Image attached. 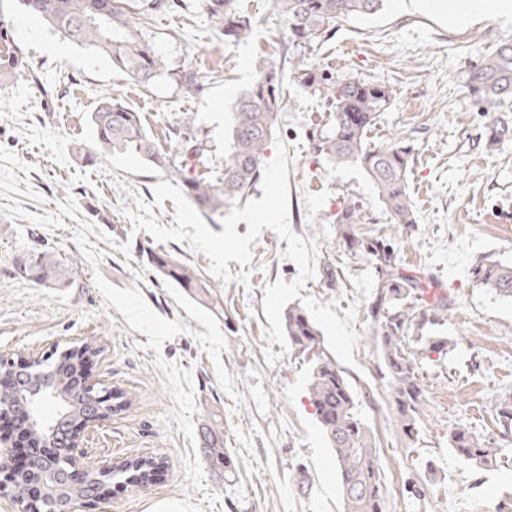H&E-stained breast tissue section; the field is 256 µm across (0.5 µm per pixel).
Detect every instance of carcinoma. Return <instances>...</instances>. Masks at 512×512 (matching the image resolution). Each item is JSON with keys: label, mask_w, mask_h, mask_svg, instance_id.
Listing matches in <instances>:
<instances>
[{"label": "carcinoma", "mask_w": 512, "mask_h": 512, "mask_svg": "<svg viewBox=\"0 0 512 512\" xmlns=\"http://www.w3.org/2000/svg\"><path fill=\"white\" fill-rule=\"evenodd\" d=\"M17 9L39 17L53 31L105 57L112 68L127 73L143 85L165 70L163 57L142 36V24L158 11L179 6L178 0H15ZM384 0H272L273 8L288 23V40L298 48L325 38L331 27L349 17H367L378 12ZM224 39L249 36L251 20L237 0H202ZM9 24L0 19V86L26 72L21 50L12 45ZM255 83L234 105L228 147L224 149L222 173L212 179L189 168L206 167L203 149L191 143L187 125L172 130L179 138L184 160L161 151L144 128L140 113L103 95L92 112L95 147L78 151V157L93 163L112 153H132L169 177L204 216L224 214V208L244 202L260 181L266 151L276 134L278 114L285 107L283 72L269 60L258 63ZM289 73L312 91L329 111L326 128L312 136L313 152L333 166H357L372 182L382 211L391 223L406 227L416 223L409 194L408 171L414 160L411 143L397 138L381 145L368 140V133L389 108L391 92L357 80H338L331 69L311 62L298 50L290 57ZM467 88L484 112H505L512 103V44H503L468 71ZM364 213L354 202L342 205L336 214V241L349 251L367 257L376 273L375 292L369 305L372 336L392 389L396 416L403 433H418L424 409V392L416 359L407 352L405 339L426 324L448 320V296L421 275L407 274L394 250L378 239L358 233ZM153 271L184 289L203 304L215 298L211 285L195 270L168 252L146 250ZM19 271L48 281L61 274L62 261L49 250L38 251L19 262ZM476 280L495 296L512 302V263L485 258L473 268ZM283 326L288 341L300 353L311 355L309 396L317 421L333 451L339 476L344 512H385L384 473L377 464V448L368 427L358 417L355 396L345 372L324 346L313 321L300 307L286 310ZM77 372L74 365L55 360L48 370L28 376L26 385L48 386L43 402H57L49 394L68 388ZM223 423L215 419L205 427L206 452L210 460L226 464ZM449 445L464 460L485 465L496 456L486 439L466 428L449 434Z\"/></svg>", "instance_id": "obj_1"}]
</instances>
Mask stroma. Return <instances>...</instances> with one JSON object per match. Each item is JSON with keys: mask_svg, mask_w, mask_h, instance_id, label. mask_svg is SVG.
<instances>
[{"mask_svg": "<svg viewBox=\"0 0 512 512\" xmlns=\"http://www.w3.org/2000/svg\"><path fill=\"white\" fill-rule=\"evenodd\" d=\"M252 20L250 37L225 42L202 0H182L154 15L144 34L163 55L166 72L143 85L107 59L32 23L13 0L0 14L29 65V74L0 90V354L49 353L53 345L95 337L103 349L91 365L102 385L129 405L86 436L85 461L109 465L139 456L163 461L148 486L107 483L104 498L82 512H343L333 457L309 402V365L294 349L268 343L265 284L292 282L297 265L270 229L251 246L249 285L213 278L208 258L188 243H162L133 231L126 215L136 199L154 203L164 181L134 154L82 163L76 146H93L90 115L112 95L139 112L159 147L173 151L172 128L190 122L212 166H220L238 96L256 80L265 57L287 69L288 25L271 0H238ZM512 16L501 0H481L472 16L449 20L433 7L386 0L372 17L339 22L312 63L337 78L386 87L392 104L370 133L374 144L409 138L408 174L416 221L389 224L374 186L358 167L337 168L314 154L311 135L328 120L310 90L285 79L277 134L298 153L288 167L289 221L317 238L316 276L301 294L355 308L356 367L346 368L357 412L368 426L386 477L387 512H512V432L497 406L512 395V302L476 282L472 267L490 257L512 263V136L492 142L493 124L512 127V112H481L465 87L467 72L504 43ZM65 47L62 55L49 53ZM204 84L184 92L183 70ZM365 213L363 237L391 244L403 269L432 277L448 296L451 316L411 335L425 405L419 433L407 437L370 340L368 306L374 273L365 257L336 241V214L346 200ZM168 251L217 292L209 308L161 279L142 248ZM52 250L67 286L42 284L17 270L29 253ZM444 336L443 354L423 336ZM279 353L266 363L264 352ZM224 423V449L234 466L218 476L202 451L205 422ZM464 426L492 442L490 466L476 467L450 448Z\"/></svg>", "mask_w": 512, "mask_h": 512, "instance_id": "1", "label": "stroma"}]
</instances>
